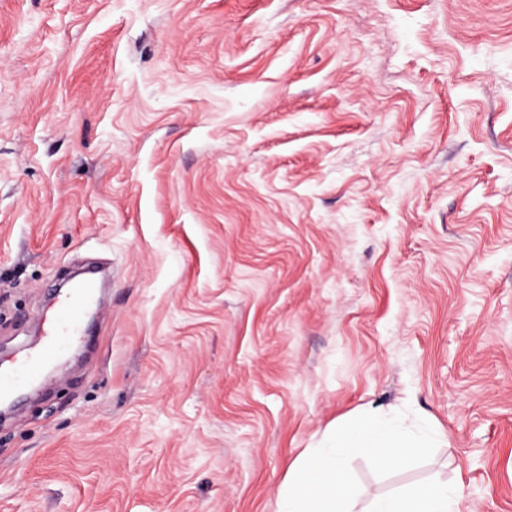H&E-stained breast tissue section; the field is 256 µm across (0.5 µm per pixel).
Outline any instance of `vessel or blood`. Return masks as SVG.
I'll return each mask as SVG.
<instances>
[{"mask_svg":"<svg viewBox=\"0 0 512 512\" xmlns=\"http://www.w3.org/2000/svg\"><path fill=\"white\" fill-rule=\"evenodd\" d=\"M93 288V282H85L43 314L41 321L47 329L45 344L38 355L10 370L0 371L1 399H9L23 382L35 378L44 361L62 350L64 339L77 334L82 305L92 294Z\"/></svg>","mask_w":512,"mask_h":512,"instance_id":"b4317fda","label":"vessel or blood"}]
</instances>
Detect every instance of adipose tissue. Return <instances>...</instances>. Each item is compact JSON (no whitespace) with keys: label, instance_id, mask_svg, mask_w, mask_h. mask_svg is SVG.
Here are the masks:
<instances>
[{"label":"adipose tissue","instance_id":"ef3b65f1","mask_svg":"<svg viewBox=\"0 0 512 512\" xmlns=\"http://www.w3.org/2000/svg\"><path fill=\"white\" fill-rule=\"evenodd\" d=\"M439 440L435 430L408 429L374 409L337 421L321 444L291 465L279 512H354L356 488L345 468L351 449H363L377 466L393 468ZM460 496L458 485L435 481L376 497L367 512H456Z\"/></svg>","mask_w":512,"mask_h":512}]
</instances>
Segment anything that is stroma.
<instances>
[{"label": "stroma", "instance_id": "1", "mask_svg": "<svg viewBox=\"0 0 512 512\" xmlns=\"http://www.w3.org/2000/svg\"><path fill=\"white\" fill-rule=\"evenodd\" d=\"M0 512H277L374 408L442 443L369 500L512 512V0H0ZM93 288L92 281L85 282L79 288L69 291L57 305L43 314L41 321L48 330L45 344L38 355L10 370L0 371L1 400L9 399L23 382L35 378L44 361L62 350V341L78 333L82 305L92 294ZM462 489L435 481L400 493L374 498L365 512H457Z\"/></svg>", "mask_w": 512, "mask_h": 512}]
</instances>
